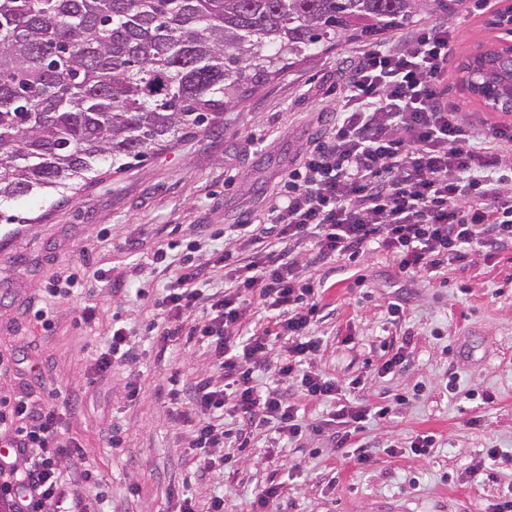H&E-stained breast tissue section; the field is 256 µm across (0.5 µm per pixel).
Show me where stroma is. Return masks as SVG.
<instances>
[{"instance_id": "obj_1", "label": "stroma", "mask_w": 512, "mask_h": 512, "mask_svg": "<svg viewBox=\"0 0 512 512\" xmlns=\"http://www.w3.org/2000/svg\"><path fill=\"white\" fill-rule=\"evenodd\" d=\"M483 0H464L449 22L460 34L437 86L468 121L493 125L490 109L462 86L460 62L494 47L503 31L489 25ZM359 45L318 55L229 108L218 125L188 135L172 148L121 171L100 163V175L81 190L36 193L0 206V214L31 218L30 231L0 248V396L21 389L39 398L66 396L63 433L77 438L80 457L67 471L90 469L106 512H168L173 495L199 502L224 496V512H251L270 482L279 497L262 512H493L512 497V469H478L489 446L512 449V246L480 249L432 279L400 275L382 248L350 260H313L305 277L320 282L323 304L313 333L321 348L313 364L344 388L346 399L372 405L396 401L394 415L361 435L374 453L357 464L338 451L331 432H315L330 406L308 400L299 384L281 385L307 425L297 441L261 429L247 447L229 439L223 468L196 475L186 427L171 419L161 388L190 398L197 375L214 364L201 344L181 341L160 350L150 330L162 286L196 256L202 243L221 248L234 226L269 223L266 205L307 144L334 118L333 92ZM165 262L153 263L158 248ZM82 269L84 288L57 301L49 324L37 321L30 299L57 277ZM118 281L103 288L97 269ZM398 302L403 319L391 323ZM93 310L83 323L84 310ZM130 335L133 354L93 380V357L113 325ZM404 347L406 362L382 365ZM358 389H349L352 379ZM140 386L136 401L128 384ZM494 393L484 404L480 392ZM481 425H471L473 417ZM422 431L441 434L425 455L405 453ZM396 444L400 453L387 454Z\"/></svg>"}]
</instances>
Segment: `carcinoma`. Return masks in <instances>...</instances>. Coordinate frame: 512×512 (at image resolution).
<instances>
[{"label": "carcinoma", "instance_id": "obj_1", "mask_svg": "<svg viewBox=\"0 0 512 512\" xmlns=\"http://www.w3.org/2000/svg\"><path fill=\"white\" fill-rule=\"evenodd\" d=\"M461 0H0V204L71 189L211 128L314 55ZM461 82L512 86L481 51Z\"/></svg>", "mask_w": 512, "mask_h": 512}]
</instances>
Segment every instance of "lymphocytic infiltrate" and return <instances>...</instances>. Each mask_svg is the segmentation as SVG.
<instances>
[{"label": "lymphocytic infiltrate", "instance_id": "f902f5d3", "mask_svg": "<svg viewBox=\"0 0 512 512\" xmlns=\"http://www.w3.org/2000/svg\"><path fill=\"white\" fill-rule=\"evenodd\" d=\"M456 41V28L441 20L400 47L364 50L334 124L289 171L270 207L271 224L237 225L235 245L218 254L205 250L163 286L156 340L202 341L220 371L199 379L192 408L173 416L190 426L189 445L204 468L224 452L227 432L214 416L225 403L243 422L237 437H245L246 426L266 424L291 440L302 435L298 408L253 383L255 366L272 350L270 338L286 342L276 359L279 381H297L310 400L336 401L338 384L310 365L319 348L310 334L318 305L302 301L314 293L302 276L304 247L323 258L355 257L378 241L400 272L429 279L472 251L512 243V135L490 127L472 135L436 91ZM268 237L274 249L242 255L240 242ZM214 256L233 268L236 283L206 296L198 280ZM247 296L274 311L271 333L244 334ZM201 303L203 321L190 323ZM390 412L382 404L337 403L331 421L343 429L339 445ZM0 433L10 441L8 455H0V501L10 512H89L92 473H64V460L78 455L79 445L64 437L57 404L25 390L1 396Z\"/></svg>", "mask_w": 512, "mask_h": 512}]
</instances>
